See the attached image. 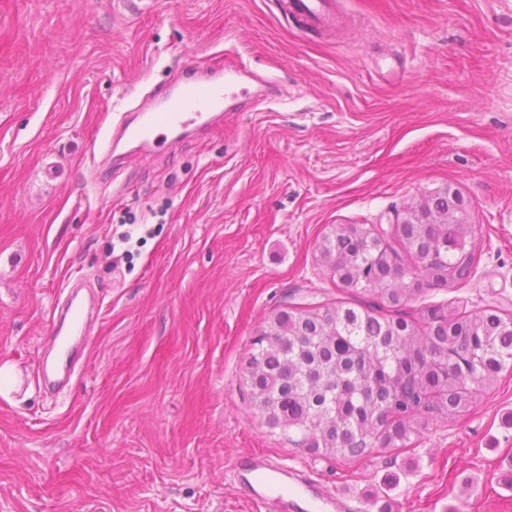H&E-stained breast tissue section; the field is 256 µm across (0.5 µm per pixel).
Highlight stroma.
I'll list each match as a JSON object with an SVG mask.
<instances>
[{
  "instance_id": "35a3bbf8",
  "label": "stroma",
  "mask_w": 512,
  "mask_h": 512,
  "mask_svg": "<svg viewBox=\"0 0 512 512\" xmlns=\"http://www.w3.org/2000/svg\"><path fill=\"white\" fill-rule=\"evenodd\" d=\"M0 0V512H251L231 470L260 453L362 512H512V369L410 447L354 462L289 447L242 367L287 302L340 292L324 235L383 224L445 186L469 203V276L409 303L512 317V0H337L327 37L278 0ZM231 51L280 80L258 112L102 152L92 135ZM134 237L129 259L113 250ZM101 293L56 397L67 276Z\"/></svg>"
}]
</instances>
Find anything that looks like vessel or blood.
<instances>
[{"instance_id": "vessel-or-blood-1", "label": "vessel or blood", "mask_w": 512, "mask_h": 512, "mask_svg": "<svg viewBox=\"0 0 512 512\" xmlns=\"http://www.w3.org/2000/svg\"><path fill=\"white\" fill-rule=\"evenodd\" d=\"M281 9L297 23L322 31L329 26L336 3L335 0H281ZM207 68L223 73V82L184 86L163 108L140 113L135 121L118 120L107 137V148H115L121 140L127 139L136 142L139 148L148 149L156 142L157 129L211 125L225 100L260 98L272 103L279 97L276 81L240 66L233 59L213 56ZM64 289L69 299L54 314L51 332L66 355L65 365L59 369L42 360L33 366L34 379L50 391L60 385L62 377L76 372L79 362L70 358L69 352L86 344L84 309L74 300L75 280H67ZM233 478L237 484L248 487V498L257 512H353L354 509L343 492H322L313 480L299 477L296 469L284 461L271 465L260 455L243 458L235 463Z\"/></svg>"}]
</instances>
